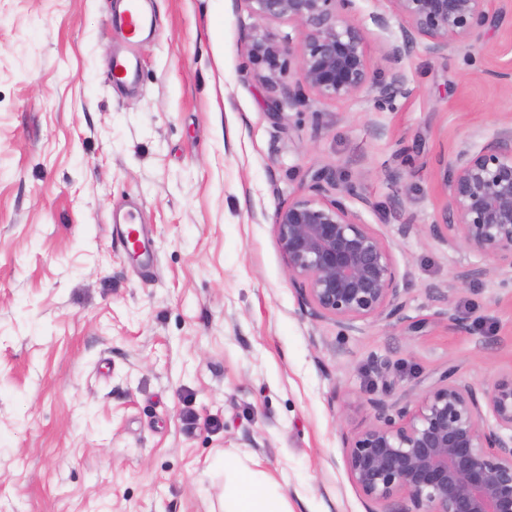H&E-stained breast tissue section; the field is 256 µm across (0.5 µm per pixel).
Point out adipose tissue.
Wrapping results in <instances>:
<instances>
[{
	"instance_id": "adipose-tissue-1",
	"label": "adipose tissue",
	"mask_w": 512,
	"mask_h": 512,
	"mask_svg": "<svg viewBox=\"0 0 512 512\" xmlns=\"http://www.w3.org/2000/svg\"><path fill=\"white\" fill-rule=\"evenodd\" d=\"M225 472L230 480L224 495V512H291L286 505L270 502V479L263 472L241 464L226 467Z\"/></svg>"
}]
</instances>
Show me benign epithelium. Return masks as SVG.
I'll use <instances>...</instances> for the list:
<instances>
[{
	"label": "benign epithelium",
	"instance_id": "benign-epithelium-1",
	"mask_svg": "<svg viewBox=\"0 0 512 512\" xmlns=\"http://www.w3.org/2000/svg\"><path fill=\"white\" fill-rule=\"evenodd\" d=\"M246 2L258 30L246 45L248 62L292 104L302 96L287 85L294 69L320 102L363 94L392 104L409 94L400 63L414 46L442 56L504 19L488 11V0H381L383 11L372 22L386 31L398 21L401 37L386 43L387 72L379 77L369 65L364 26L352 14L354 0ZM281 21L295 35L263 31ZM451 166L447 204L430 233L487 260L457 273L464 287L512 270V124L478 149L461 146ZM350 195L351 188L321 172L277 207L273 221L302 309L345 328L391 321L403 309L390 248L346 204ZM368 403L375 419L346 449L347 474L367 512H512V375L479 392L447 372L415 399L382 395Z\"/></svg>",
	"mask_w": 512,
	"mask_h": 512
}]
</instances>
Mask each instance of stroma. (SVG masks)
Masks as SVG:
<instances>
[{
  "label": "stroma",
  "instance_id": "35a3bbf8",
  "mask_svg": "<svg viewBox=\"0 0 512 512\" xmlns=\"http://www.w3.org/2000/svg\"><path fill=\"white\" fill-rule=\"evenodd\" d=\"M119 2L0 0V512H206L237 460L292 512H366L345 442L371 393L512 374V277L458 287L479 255L429 231L454 153L512 123V0L414 47L382 107L273 96L246 0H148L134 41ZM320 171L388 244L402 320L302 310L273 217ZM131 202L148 264L112 230Z\"/></svg>",
  "mask_w": 512,
  "mask_h": 512
}]
</instances>
